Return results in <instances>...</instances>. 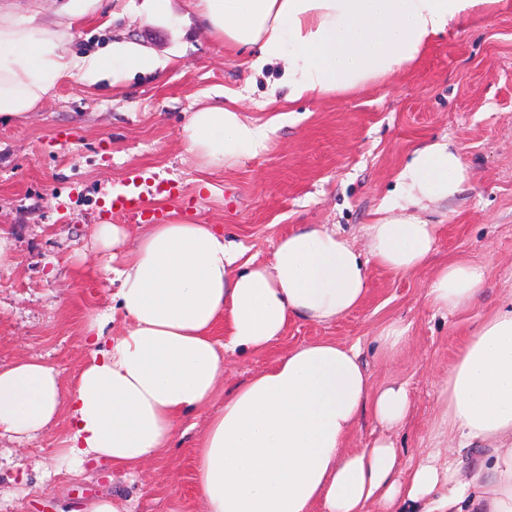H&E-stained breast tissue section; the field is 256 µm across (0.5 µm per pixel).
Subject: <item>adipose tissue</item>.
<instances>
[{"mask_svg": "<svg viewBox=\"0 0 512 512\" xmlns=\"http://www.w3.org/2000/svg\"><path fill=\"white\" fill-rule=\"evenodd\" d=\"M97 2L65 0L54 24L40 22L36 8L0 12V118L32 112L65 78L93 85L159 67L131 42L67 52L75 21ZM492 2L187 0L209 34L248 49L250 76L280 66L265 99L272 107L391 76ZM279 121L208 106L189 113L183 139L200 169L215 172L266 152ZM465 178L451 143L416 148L397 176L398 207L366 225L362 252L322 224L280 238L267 263L211 224H149L134 238L125 225H97L102 249L127 247L120 265L105 268L116 309L84 322L87 354L72 379L43 359L0 365V432L35 439L64 414L57 455L70 470L93 463L134 476L161 459L182 417L206 410L194 450L203 512H512V304L469 336L441 384L436 443L408 467L388 433L344 449L364 410L388 431L410 410L404 385L373 389L360 345L306 343L219 390L227 355L264 351L292 318L327 323L359 307L368 263L395 273L424 267L440 227L419 211L455 196ZM485 280L482 266L460 259L438 269L427 299L444 315L464 311ZM117 312L124 331L106 335ZM476 445L486 452L467 465Z\"/></svg>", "mask_w": 512, "mask_h": 512, "instance_id": "adipose-tissue-1", "label": "adipose tissue"}]
</instances>
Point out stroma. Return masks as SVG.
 Returning a JSON list of instances; mask_svg holds the SVG:
<instances>
[{
	"mask_svg": "<svg viewBox=\"0 0 512 512\" xmlns=\"http://www.w3.org/2000/svg\"><path fill=\"white\" fill-rule=\"evenodd\" d=\"M143 22L131 0H101V13L77 30L68 48L85 54L115 40L137 43L164 70L90 87L59 84L23 119L0 121V241L14 264L0 269V364L40 356L66 377L85 360L80 329L108 310L115 293L92 238L109 222L136 231L113 194L158 185L149 221L213 224L247 256L267 261L277 241L309 224H332L356 247L364 227L396 201V175L423 144L457 146L467 177L452 198L429 203L440 225L427 266L394 274L368 265L364 302L329 323L289 321L259 354L227 359L233 389L296 346L333 340L360 344L375 384H406L411 410L389 435L403 459L433 444L439 385L473 327L512 301V0H496L431 40L420 58L357 92L291 103L268 152L214 173H201L181 130L187 112L239 95L246 115L260 109L269 85L249 82L241 51L210 36L197 19ZM468 259L485 266L481 296L468 311L444 316L427 298L433 272ZM397 322L408 340L385 354L380 330ZM206 417L176 426L164 458L135 479L89 467L74 472L56 456L65 425L29 442L0 436V512H63L109 491L133 512H199L194 448ZM50 469L49 481L37 467Z\"/></svg>",
	"mask_w": 512,
	"mask_h": 512,
	"instance_id": "stroma-1",
	"label": "stroma"
}]
</instances>
